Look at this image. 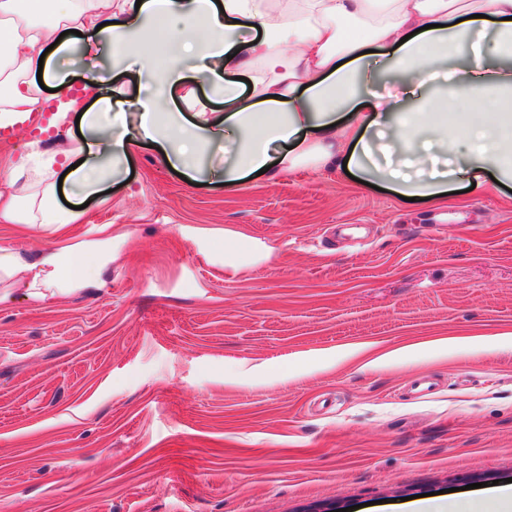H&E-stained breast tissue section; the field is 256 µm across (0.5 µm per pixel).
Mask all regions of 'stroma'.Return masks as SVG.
Masks as SVG:
<instances>
[{"mask_svg": "<svg viewBox=\"0 0 512 512\" xmlns=\"http://www.w3.org/2000/svg\"><path fill=\"white\" fill-rule=\"evenodd\" d=\"M107 288L0 296V512H414L512 478V189L399 203L341 172L195 184L137 150ZM274 253L224 271V232ZM361 342L419 350L366 367ZM423 375L436 387L412 386Z\"/></svg>", "mask_w": 512, "mask_h": 512, "instance_id": "obj_1", "label": "stroma"}]
</instances>
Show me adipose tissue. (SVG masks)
<instances>
[{"mask_svg":"<svg viewBox=\"0 0 512 512\" xmlns=\"http://www.w3.org/2000/svg\"><path fill=\"white\" fill-rule=\"evenodd\" d=\"M90 50L137 66L143 93L109 70L74 84L57 67L74 32ZM397 74L392 91L374 87ZM250 82L241 92L239 78ZM219 90L217 112L199 84ZM63 129L99 104L84 141L62 150L35 136L0 157V223L41 225L62 245L32 254L0 246V287L23 285L36 306L105 288L114 258L107 226L66 238L81 213L59 203L101 194L143 141L192 181L238 188L265 171L347 170L396 199L512 183V0H0V129L43 112ZM265 242L224 233V267L270 259Z\"/></svg>","mask_w":512,"mask_h":512,"instance_id":"1","label":"adipose tissue"}]
</instances>
